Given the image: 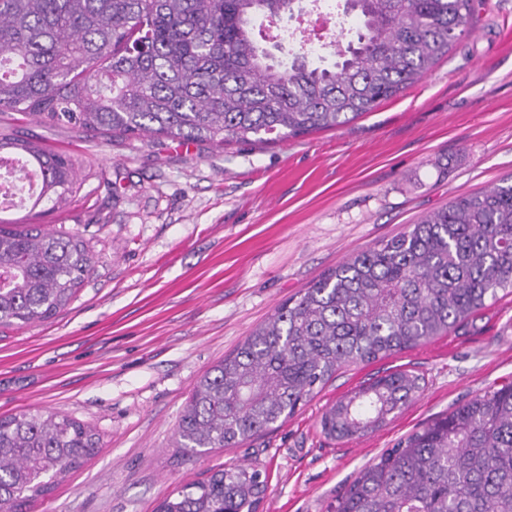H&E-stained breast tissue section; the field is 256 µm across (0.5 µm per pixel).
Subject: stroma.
I'll use <instances>...</instances> for the list:
<instances>
[{"instance_id":"1","label":"stroma","mask_w":512,"mask_h":512,"mask_svg":"<svg viewBox=\"0 0 512 512\" xmlns=\"http://www.w3.org/2000/svg\"><path fill=\"white\" fill-rule=\"evenodd\" d=\"M21 139L71 157L80 191L9 219L82 236L95 270L50 319L0 327V417L55 409L98 452L29 512H154L182 485L254 463L258 512H330L365 466L433 419L512 383V292L420 346L339 370L281 425L188 455L175 431L197 380L338 264L454 199L512 177V0H481L470 32L420 81L333 129L276 142L94 138L20 114ZM418 396L337 441L322 414L376 374Z\"/></svg>"}]
</instances>
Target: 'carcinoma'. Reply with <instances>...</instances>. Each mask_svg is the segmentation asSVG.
<instances>
[{
    "instance_id": "obj_1",
    "label": "carcinoma",
    "mask_w": 512,
    "mask_h": 512,
    "mask_svg": "<svg viewBox=\"0 0 512 512\" xmlns=\"http://www.w3.org/2000/svg\"><path fill=\"white\" fill-rule=\"evenodd\" d=\"M301 0H0V114L103 137L266 142L333 129L423 78L474 16V0H346L357 43L333 68L274 60L254 37L287 27ZM37 174L44 200L77 192L72 159L0 132V184L23 191L8 159ZM0 218V325L68 305L93 257L76 234ZM512 288V183L462 196L325 273L281 304L195 384L179 448H235L307 402L343 367L443 336ZM397 371L321 417L337 440L382 426L422 389ZM61 412L0 417V512L27 504L98 448ZM269 475L212 471L157 512H257ZM333 512H512V384L468 401L364 467Z\"/></svg>"
}]
</instances>
